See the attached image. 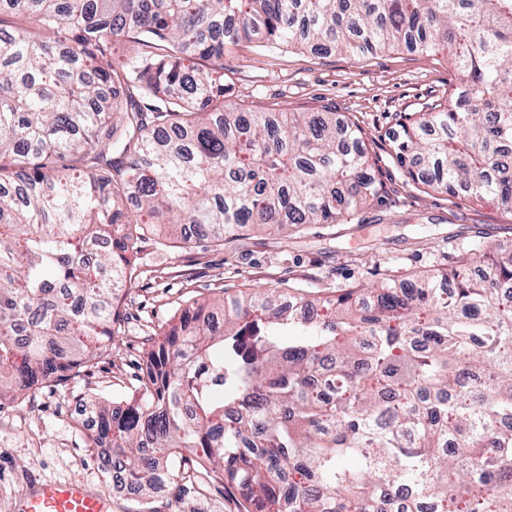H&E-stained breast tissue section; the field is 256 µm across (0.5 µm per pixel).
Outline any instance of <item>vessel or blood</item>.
Returning <instances> with one entry per match:
<instances>
[{"label":"vessel or blood","instance_id":"vessel-or-blood-1","mask_svg":"<svg viewBox=\"0 0 512 512\" xmlns=\"http://www.w3.org/2000/svg\"><path fill=\"white\" fill-rule=\"evenodd\" d=\"M20 512H112V499L82 482L46 483L24 494Z\"/></svg>","mask_w":512,"mask_h":512}]
</instances>
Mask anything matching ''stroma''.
I'll use <instances>...</instances> for the list:
<instances>
[{
	"mask_svg": "<svg viewBox=\"0 0 512 512\" xmlns=\"http://www.w3.org/2000/svg\"><path fill=\"white\" fill-rule=\"evenodd\" d=\"M230 101L252 112L331 110L359 126L380 183L376 198L347 224H311L304 230L249 227L234 241L188 247L146 235L136 263L142 272L125 289L119 308L125 332L111 356L77 380L48 386L0 411V512H16L34 483L85 481L100 489L99 449L77 416L76 395L125 403L149 351L143 330L171 324L194 301L218 300L262 288L293 287L310 300L335 298L339 289L367 287L448 269L469 258L484 271V252L512 255V212L490 200L458 198L409 183L395 158L394 140L405 116L444 101L458 74L447 52L379 50L364 56L320 55L309 49L230 48ZM155 512H240L223 483L197 475L185 486L155 490Z\"/></svg>",
	"mask_w": 512,
	"mask_h": 512,
	"instance_id": "stroma-1",
	"label": "stroma"
}]
</instances>
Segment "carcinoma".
Wrapping results in <instances>:
<instances>
[{
  "instance_id": "obj_1",
  "label": "carcinoma",
  "mask_w": 512,
  "mask_h": 512,
  "mask_svg": "<svg viewBox=\"0 0 512 512\" xmlns=\"http://www.w3.org/2000/svg\"><path fill=\"white\" fill-rule=\"evenodd\" d=\"M0 409L112 354L132 213L184 245L353 219L359 127L224 102L231 47L448 51L403 124L408 179L512 211V0H0ZM204 61L192 68L190 59ZM388 278L298 321L281 288L151 328L123 408L79 398L144 506L209 468L244 512H512V260Z\"/></svg>"
}]
</instances>
